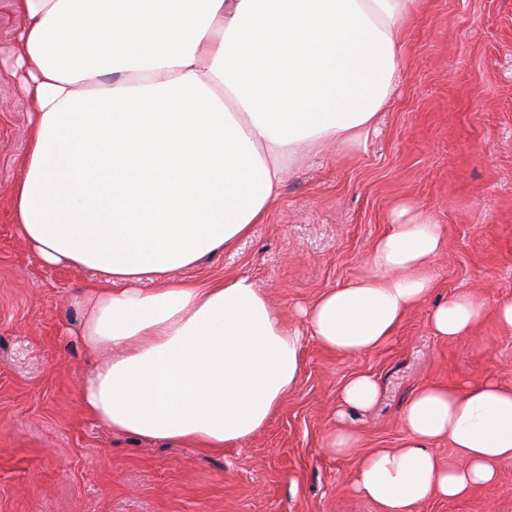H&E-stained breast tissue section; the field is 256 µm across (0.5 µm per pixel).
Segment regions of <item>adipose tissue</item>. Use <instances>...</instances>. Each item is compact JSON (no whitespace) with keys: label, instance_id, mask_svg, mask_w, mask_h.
Segmentation results:
<instances>
[{"label":"adipose tissue","instance_id":"1","mask_svg":"<svg viewBox=\"0 0 512 512\" xmlns=\"http://www.w3.org/2000/svg\"><path fill=\"white\" fill-rule=\"evenodd\" d=\"M142 2L11 0L34 106L12 207L40 262L90 274L79 335L108 354L82 378L84 409L114 432L219 452L279 410L304 336L366 355L433 291L440 229L405 203L370 274L300 308L301 328L248 277L176 276L261 223L294 164L374 130L420 0ZM489 314L512 331V298L474 293H450L429 323L453 340ZM400 425L397 448L362 452L345 423L324 448L357 458L355 488L380 512L468 497L512 460V387H422Z\"/></svg>","mask_w":512,"mask_h":512}]
</instances>
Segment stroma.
Returning <instances> with one entry per match:
<instances>
[{
  "mask_svg": "<svg viewBox=\"0 0 512 512\" xmlns=\"http://www.w3.org/2000/svg\"><path fill=\"white\" fill-rule=\"evenodd\" d=\"M22 24L0 0V512H379L353 487L356 458L323 449L349 376L380 387L372 408L346 416L366 452L400 445V412L424 385L512 386V332L489 318L448 340L428 322L454 291L512 297V0H421L375 130L296 164L248 237L182 270L249 277L293 320L322 291L368 273L396 203L427 211L445 242L432 294L384 346L346 358L305 337L300 378L278 412L221 452L112 432L82 408L80 380L102 357L78 335L88 274L40 263L11 205L32 110L17 64ZM489 506L512 512V461L494 486L415 512Z\"/></svg>",
  "mask_w": 512,
  "mask_h": 512,
  "instance_id": "stroma-1",
  "label": "stroma"
}]
</instances>
